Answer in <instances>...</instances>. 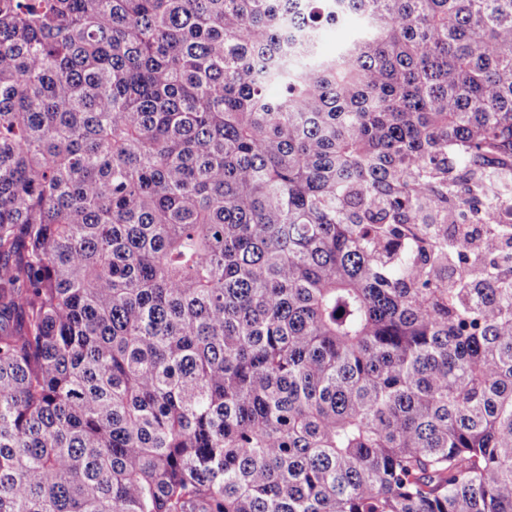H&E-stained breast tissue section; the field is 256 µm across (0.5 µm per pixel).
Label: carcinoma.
Segmentation results:
<instances>
[{
	"label": "carcinoma",
	"mask_w": 512,
	"mask_h": 512,
	"mask_svg": "<svg viewBox=\"0 0 512 512\" xmlns=\"http://www.w3.org/2000/svg\"><path fill=\"white\" fill-rule=\"evenodd\" d=\"M498 206L512 0H0V512H512ZM357 27V18L350 16L344 20L341 26L324 31L320 41L321 52L325 54L333 53L340 42L350 38L355 33Z\"/></svg>",
	"instance_id": "1"
}]
</instances>
